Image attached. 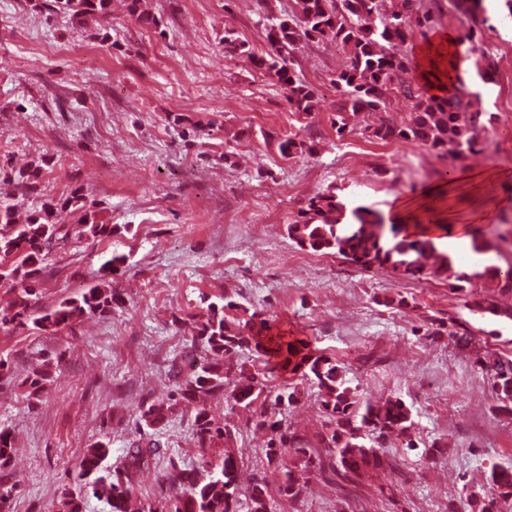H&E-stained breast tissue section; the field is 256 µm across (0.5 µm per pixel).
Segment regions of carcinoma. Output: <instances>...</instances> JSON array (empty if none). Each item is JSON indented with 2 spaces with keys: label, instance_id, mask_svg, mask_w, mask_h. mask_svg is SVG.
Instances as JSON below:
<instances>
[{
  "label": "carcinoma",
  "instance_id": "carcinoma-1",
  "mask_svg": "<svg viewBox=\"0 0 512 512\" xmlns=\"http://www.w3.org/2000/svg\"><path fill=\"white\" fill-rule=\"evenodd\" d=\"M111 2L54 0L57 8L77 21L107 17ZM417 2L295 0V11L269 20L265 53H255L231 31L225 32V49L254 58L263 75L284 87L294 114L306 119L316 111L317 100L295 69L300 41L347 48L349 64L331 78L339 96L333 120L337 136H344L359 116L383 111L390 94L397 91L418 99L409 122L367 124L363 132L381 140H413L439 158L463 160L483 150L487 143L483 132L494 124L495 114L472 109L475 93L461 76L453 92L440 94L428 93L424 84L397 80L398 73L412 65L405 49L410 22H415L425 41L439 24L431 11L416 9ZM453 5L468 20L465 38L472 49L480 48L488 21L483 0H453ZM278 149L288 158L311 156L316 151L314 143L292 136L280 139ZM66 208L79 213L76 223L56 222L57 211ZM114 231L99 218L95 204L77 192L56 204L44 203L22 222L16 218L15 206L0 203V287L15 293L10 304L0 308V330L28 327L42 335H57L85 317H103L121 305L117 289L95 281L54 307H38L44 261L52 249L73 236L98 240ZM287 232L302 249L333 252L366 270L405 279L442 278L471 312L512 321L511 306L503 308L495 298L473 289V280L488 277L498 281L499 294H512V268L503 271L489 265L482 272L459 271L447 253L437 250L427 232L417 234L406 224H387L370 207H352L334 192L311 197L289 218ZM272 330L271 319L263 312L249 311L229 294L208 304L205 317L194 322L190 344L171 361V388L143 404L139 416L155 431L177 409H186L199 449L197 463L185 465L169 459L154 498L142 512H240L243 506L247 512H271L278 500L295 509L304 505L310 478L337 483L344 493L341 512H358L359 500L352 489L373 473H396L394 461L384 451L385 441L394 438L405 448L417 447L410 407L401 398L374 402L361 397L336 357L311 348L302 339L286 340ZM246 350L265 363L264 369L246 366L240 359ZM481 367L493 381L497 400L512 405V356L491 353L481 360ZM278 371L289 374V379L273 392L268 382ZM305 381L316 386L323 417L321 429L311 437L288 426L285 417L300 404L299 385ZM214 400L225 401L232 412L251 414L254 428L266 437L267 463L279 475L273 481L264 474L255 476L244 503L237 483L242 458L229 448L234 429L211 418ZM110 453L105 441L84 450L76 476L64 485L57 512H83L89 494L106 502L111 512H128L137 472L149 460L165 456L161 442L152 434L133 443L116 465H106ZM13 454L12 437L1 429L0 509L14 488ZM486 484L483 492L470 494V506L477 512H499L498 501L512 499V468L492 467Z\"/></svg>",
  "mask_w": 512,
  "mask_h": 512
}]
</instances>
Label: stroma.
Returning a JSON list of instances; mask_svg holds the SVG:
<instances>
[{"label": "stroma", "instance_id": "stroma-1", "mask_svg": "<svg viewBox=\"0 0 512 512\" xmlns=\"http://www.w3.org/2000/svg\"><path fill=\"white\" fill-rule=\"evenodd\" d=\"M294 0H143L158 21L144 25L112 0L107 19L77 27L63 12L31 0H0V163L40 167L36 189L22 194L0 177V199L20 210L82 191L97 200L116 230L98 240L54 249L41 283L52 306L95 281L114 255L126 262L111 284L125 303L112 313L54 336L0 332V428L14 439L16 487L9 512H48L84 448L108 442L116 463L138 439L143 402L169 386L172 359L190 337L173 316L205 310V298L231 293L249 309L274 317L289 335L336 356L347 378L372 399L400 397L410 407L415 450L386 447L400 475L392 496L377 481L358 491L364 512H470L467 497L492 465H512V414L499 410L478 357L512 354V321L464 308L445 282L405 281L365 271L333 253L299 248L287 233L307 200L339 190L346 202L378 211L384 222L434 226L472 223L480 214L512 222V134L489 129V147L461 168L484 181H442L443 167L424 146L337 136L331 76L346 51L301 43L297 71L316 88L309 120L292 112L283 87L244 55L224 49L225 31L256 52L267 48L265 19ZM482 47L497 64L495 83L477 74L469 54L465 76L475 106L494 112L512 104V13L489 0ZM317 146L314 156L282 158L281 135ZM403 293L405 308L384 306ZM454 319L473 337L457 347L435 335ZM432 336H425V329ZM49 373L44 394L30 398L34 369ZM217 423L237 429L243 455L240 488L266 469L264 439L245 412L213 402ZM165 458L137 476L136 498L154 495L168 459L195 460L188 415L175 413L157 434ZM447 439L453 455L425 460Z\"/></svg>", "mask_w": 512, "mask_h": 512}]
</instances>
